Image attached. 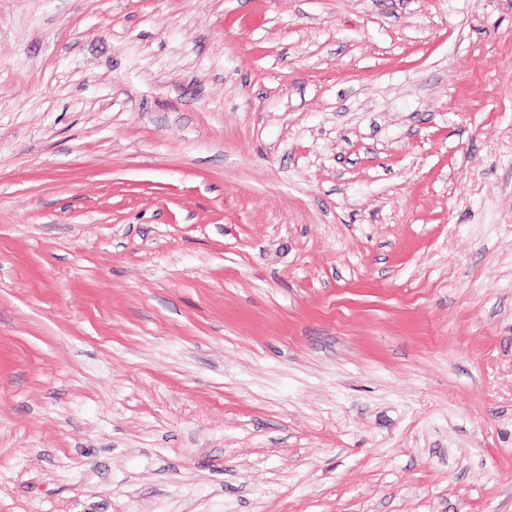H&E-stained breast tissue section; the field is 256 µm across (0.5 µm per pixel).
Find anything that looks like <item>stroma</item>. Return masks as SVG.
I'll use <instances>...</instances> for the list:
<instances>
[{
    "mask_svg": "<svg viewBox=\"0 0 512 512\" xmlns=\"http://www.w3.org/2000/svg\"><path fill=\"white\" fill-rule=\"evenodd\" d=\"M0 512H512V0H0Z\"/></svg>",
    "mask_w": 512,
    "mask_h": 512,
    "instance_id": "1",
    "label": "stroma"
}]
</instances>
